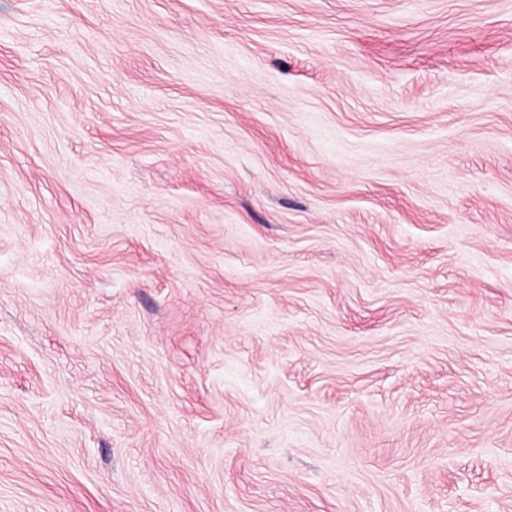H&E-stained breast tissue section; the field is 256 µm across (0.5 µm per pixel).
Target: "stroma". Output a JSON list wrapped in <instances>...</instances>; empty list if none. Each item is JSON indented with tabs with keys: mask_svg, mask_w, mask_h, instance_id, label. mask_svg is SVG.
Instances as JSON below:
<instances>
[{
	"mask_svg": "<svg viewBox=\"0 0 512 512\" xmlns=\"http://www.w3.org/2000/svg\"><path fill=\"white\" fill-rule=\"evenodd\" d=\"M0 512H512V0H0Z\"/></svg>",
	"mask_w": 512,
	"mask_h": 512,
	"instance_id": "obj_1",
	"label": "stroma"
}]
</instances>
